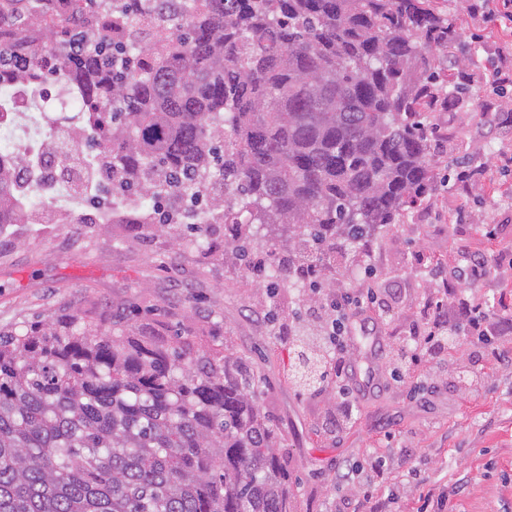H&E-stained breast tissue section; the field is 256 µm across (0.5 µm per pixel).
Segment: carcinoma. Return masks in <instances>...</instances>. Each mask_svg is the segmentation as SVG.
<instances>
[{
  "label": "carcinoma",
  "mask_w": 512,
  "mask_h": 512,
  "mask_svg": "<svg viewBox=\"0 0 512 512\" xmlns=\"http://www.w3.org/2000/svg\"><path fill=\"white\" fill-rule=\"evenodd\" d=\"M55 48L13 35L0 12V73L59 69L89 107L102 178L143 203L112 214L137 233L224 225V254L253 272L254 238L327 256L362 252L424 201L434 181L421 116L433 53L461 42L437 0H192L182 18L139 0H64ZM84 41L73 56L65 46ZM0 164V235L29 224ZM295 275L269 265L271 288ZM336 373L312 334L291 377L320 391ZM249 358L147 339L76 310L0 329V512H293L277 427Z\"/></svg>",
  "instance_id": "1"
}]
</instances>
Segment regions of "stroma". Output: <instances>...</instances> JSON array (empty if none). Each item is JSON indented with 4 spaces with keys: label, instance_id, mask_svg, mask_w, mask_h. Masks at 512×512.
Listing matches in <instances>:
<instances>
[{
    "label": "stroma",
    "instance_id": "1",
    "mask_svg": "<svg viewBox=\"0 0 512 512\" xmlns=\"http://www.w3.org/2000/svg\"><path fill=\"white\" fill-rule=\"evenodd\" d=\"M465 37L454 53L464 66L493 58L500 33L473 19L465 0H438ZM436 180L423 207L383 230L368 257L336 251L351 271L337 289L352 293L372 269L382 288L399 289L384 328L400 342L439 297L427 271L456 265L460 249L485 252L487 280L466 293L485 302L486 336L451 319L459 344L444 354L447 372L424 360L397 377L377 369V386L360 389L368 364L350 361L356 410L349 424L326 431V398L288 378L297 336L318 329L320 315L304 304L306 289L285 280L274 291L257 285L222 252L193 245L173 252L170 240L130 232L124 224H12L0 236V327L48 318L61 303L118 320L142 306L140 330L187 337L195 346H223L249 356L264 380L259 406L281 435L295 512H364L360 494L338 479L346 463L385 464L375 493L390 512H512V84L476 77L456 102L431 106ZM488 168L491 181L457 191L448 166L462 156Z\"/></svg>",
    "mask_w": 512,
    "mask_h": 512
}]
</instances>
